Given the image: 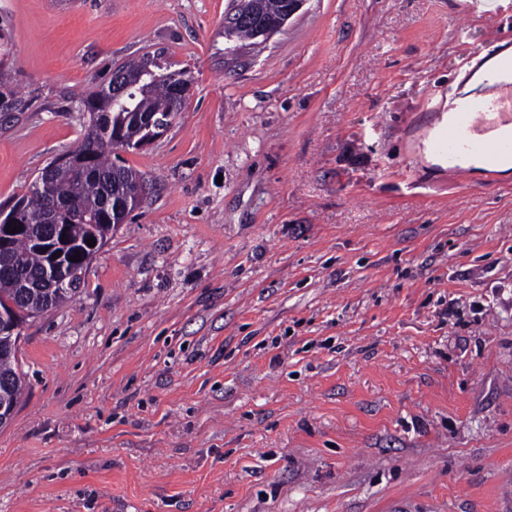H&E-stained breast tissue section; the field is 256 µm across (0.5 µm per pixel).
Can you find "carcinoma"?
<instances>
[{"label": "carcinoma", "mask_w": 512, "mask_h": 512, "mask_svg": "<svg viewBox=\"0 0 512 512\" xmlns=\"http://www.w3.org/2000/svg\"><path fill=\"white\" fill-rule=\"evenodd\" d=\"M287 10L288 0H254L252 17L224 27V34L237 40H254L261 37L264 29L278 25ZM143 66L150 67L151 77L134 87L126 100L113 101L104 86L81 99L90 112V122L80 144L66 152L69 161L57 166L49 163L28 191L13 202L28 231L13 239L8 249L7 257L21 270L22 279L0 278V309L14 307L21 322L69 300L81 282V278H75L61 294L26 287V282L40 280L49 266L48 256L33 241L34 236L48 233L52 220L60 221L67 227L69 257L76 252L80 255V261L69 266L84 270L107 243L112 227L128 216L126 203L134 208L142 202L141 175L112 159V150H135L139 144L159 136L160 131L146 116L154 112L177 116L188 99L179 83H193L190 71L173 70L171 64L163 65L149 53L121 68L134 76ZM0 96L10 97L16 110L28 107V101L11 88L10 77L1 68ZM90 238L95 239L93 247L86 243ZM7 336L8 328L0 326V396L17 402L24 390V379L16 355L8 351L4 342Z\"/></svg>", "instance_id": "obj_1"}]
</instances>
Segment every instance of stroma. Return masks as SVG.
Here are the masks:
<instances>
[{"mask_svg": "<svg viewBox=\"0 0 512 512\" xmlns=\"http://www.w3.org/2000/svg\"><path fill=\"white\" fill-rule=\"evenodd\" d=\"M0 0V209L143 53L182 112L120 157L141 204L21 329L0 512H512V172L429 149L512 0ZM254 9L252 17H249L242 23L224 26V34L227 38L237 40H254L262 37L264 29L278 25L285 17L288 10L286 21L277 27L269 28L264 34V38H269L278 32L286 22L303 6L306 0H252Z\"/></svg>", "mask_w": 512, "mask_h": 512, "instance_id": "1", "label": "stroma"}]
</instances>
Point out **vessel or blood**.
Masks as SVG:
<instances>
[{
  "label": "vessel or blood",
  "instance_id": "b4317fda",
  "mask_svg": "<svg viewBox=\"0 0 512 512\" xmlns=\"http://www.w3.org/2000/svg\"><path fill=\"white\" fill-rule=\"evenodd\" d=\"M448 123L431 148L450 171L463 173L467 160L494 168L512 158V61L487 74L473 89L459 86Z\"/></svg>",
  "mask_w": 512,
  "mask_h": 512
}]
</instances>
